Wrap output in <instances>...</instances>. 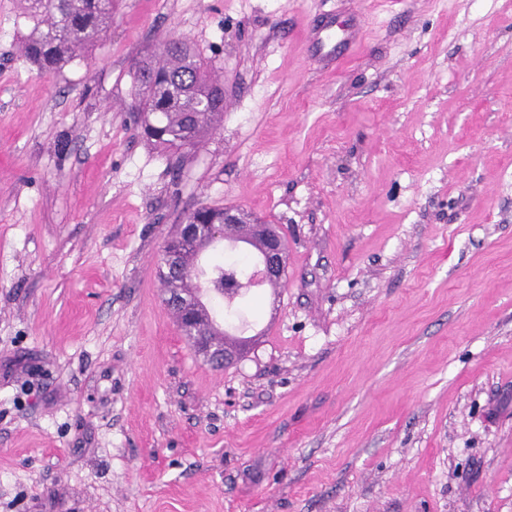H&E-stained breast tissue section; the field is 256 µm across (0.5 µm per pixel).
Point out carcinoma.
Instances as JSON below:
<instances>
[{"label": "carcinoma", "mask_w": 512, "mask_h": 512, "mask_svg": "<svg viewBox=\"0 0 512 512\" xmlns=\"http://www.w3.org/2000/svg\"><path fill=\"white\" fill-rule=\"evenodd\" d=\"M33 26L24 45L28 59L46 74H55L70 61L98 44L102 33L112 23V0H22ZM138 87L134 111L144 133L158 144L174 151L191 150L205 133L215 129L224 118V88L211 77L209 65L187 42L171 38L157 53L142 61L135 71ZM224 210L201 206L185 215L182 224H218ZM241 242L256 255L242 259L256 267L248 274L215 260L209 269L212 283H201L222 304L231 306L235 300L224 296L222 285L234 278L240 284L238 296L254 294L255 302L263 295L261 257L264 241L253 234L252 226L241 224L237 229ZM200 252L190 246L183 249L179 261L183 276L182 291L194 289L198 279ZM194 322L185 332L187 340L203 335L213 340L211 331L217 326L212 308L196 298L191 309Z\"/></svg>", "instance_id": "1"}]
</instances>
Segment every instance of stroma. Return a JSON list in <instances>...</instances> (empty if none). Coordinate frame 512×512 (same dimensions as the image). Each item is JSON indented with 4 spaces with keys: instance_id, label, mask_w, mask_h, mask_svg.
Wrapping results in <instances>:
<instances>
[{
    "instance_id": "stroma-1",
    "label": "stroma",
    "mask_w": 512,
    "mask_h": 512,
    "mask_svg": "<svg viewBox=\"0 0 512 512\" xmlns=\"http://www.w3.org/2000/svg\"><path fill=\"white\" fill-rule=\"evenodd\" d=\"M30 28L0 0V512H512V0H112L51 76ZM172 36L224 87L182 154L132 114ZM201 205L288 241L220 369L160 280ZM359 40V33L349 26L337 24L335 20H325L312 43L313 54L322 61L336 59V47L341 42L353 43Z\"/></svg>"
}]
</instances>
